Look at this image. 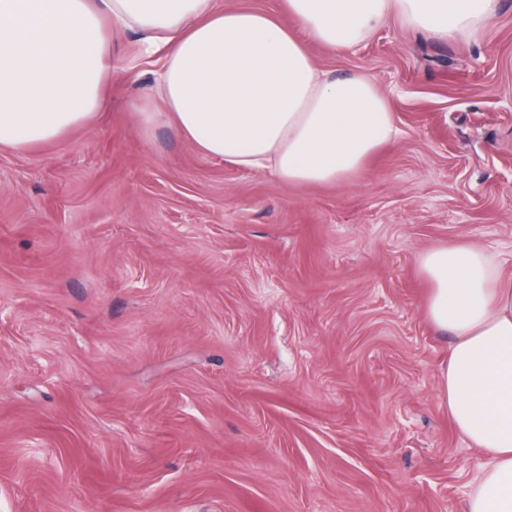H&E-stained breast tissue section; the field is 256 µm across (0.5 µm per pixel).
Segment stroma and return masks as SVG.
Instances as JSON below:
<instances>
[{
    "instance_id": "1",
    "label": "stroma",
    "mask_w": 512,
    "mask_h": 512,
    "mask_svg": "<svg viewBox=\"0 0 512 512\" xmlns=\"http://www.w3.org/2000/svg\"><path fill=\"white\" fill-rule=\"evenodd\" d=\"M311 51L400 131L348 182L143 133L128 36L91 124L0 148V512H464L418 261L512 248V0L472 41Z\"/></svg>"
}]
</instances>
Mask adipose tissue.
<instances>
[{"instance_id": "ef3b65f1", "label": "adipose tissue", "mask_w": 512, "mask_h": 512, "mask_svg": "<svg viewBox=\"0 0 512 512\" xmlns=\"http://www.w3.org/2000/svg\"><path fill=\"white\" fill-rule=\"evenodd\" d=\"M283 14L216 0H0V148L22 153L91 122L113 39L133 35L152 76L136 110L210 157L293 185L346 182L398 134L364 72L320 67L311 44L368 41L391 19L435 40L477 38L498 0H282ZM512 252H423L424 313L452 343L441 405L482 454L465 512H512Z\"/></svg>"}]
</instances>
